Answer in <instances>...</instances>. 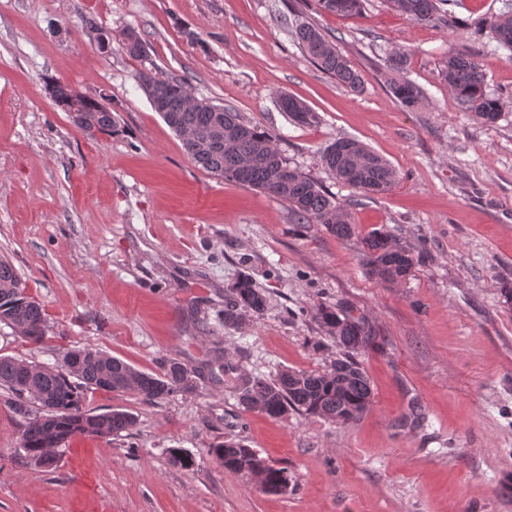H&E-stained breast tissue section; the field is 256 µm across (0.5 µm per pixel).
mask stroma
Returning <instances> with one entry per match:
<instances>
[{
    "instance_id": "35a3bbf8",
    "label": "stroma",
    "mask_w": 512,
    "mask_h": 512,
    "mask_svg": "<svg viewBox=\"0 0 512 512\" xmlns=\"http://www.w3.org/2000/svg\"><path fill=\"white\" fill-rule=\"evenodd\" d=\"M501 0H464L455 26L419 24L386 0L343 18L306 0L304 17L335 38L361 76L353 93L295 43L282 0H0V258L48 313V345L0 324V355L55 364L57 347H97L136 369L177 360L194 388L154 403L88 390L85 407L138 418L132 435L76 438L57 467L23 458L21 426L0 405V512H512V60L477 30ZM146 42L127 55L126 29ZM112 34L100 49L99 30ZM478 52L492 123L460 109L441 79L449 47ZM401 53L402 71L375 51ZM153 72L274 135L290 165L347 203L357 236L297 223L286 203L196 166L138 85ZM54 78L112 102L118 130L91 138L46 89ZM427 94L405 109L389 83ZM318 124H295L281 94ZM355 139L398 172L368 194L321 162ZM378 229L425 248L423 264L385 287L361 263ZM251 276L268 297L242 329L224 325L231 285ZM349 302L379 348L360 357L373 400L342 423L291 412L271 418L238 402L252 376L317 371L337 357L313 318ZM233 373H225V363ZM233 439L288 473L262 490L211 455ZM178 448L196 461L170 463Z\"/></svg>"
}]
</instances>
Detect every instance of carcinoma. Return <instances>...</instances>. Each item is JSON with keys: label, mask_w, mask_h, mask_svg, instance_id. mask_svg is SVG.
Returning <instances> with one entry per match:
<instances>
[{"label": "carcinoma", "mask_w": 512, "mask_h": 512, "mask_svg": "<svg viewBox=\"0 0 512 512\" xmlns=\"http://www.w3.org/2000/svg\"><path fill=\"white\" fill-rule=\"evenodd\" d=\"M396 11L412 20L432 25H452L455 15L446 9L458 0H387ZM324 11L349 17L362 16L363 0H318ZM481 28L497 46L512 52V0H503L500 13L486 17ZM294 38L300 49L324 73L352 92L361 87L359 73L336 48L333 37L309 22L295 26ZM442 79L458 105L486 122H494L500 102L486 92V74L477 57L466 49L448 52ZM140 87L151 96L163 97V120L178 134L189 131L194 140H183L186 154L201 168L227 181L238 182L288 203L299 223L322 224L336 237L349 239L357 227L335 196L281 155L275 137L242 122L228 108L216 111L208 106L190 107L183 92L186 81L167 79L151 72L139 76ZM52 100L65 112L74 109V126H94L96 133L109 134L116 127L110 100L83 96L78 100L68 85L54 81L48 86ZM400 104L413 109L424 98L423 89L403 78L390 83ZM321 161L336 180L366 193H386L398 180L397 171L383 158L358 141L338 138L321 154ZM419 258L414 251L395 242L384 231L363 239L362 264L369 276L384 286L395 287L412 273ZM265 292L244 276L231 288L224 304V325L240 329L263 314ZM317 322L336 338L339 357L327 372L285 370L271 380H247L239 392L241 405L270 417L280 418L299 411L332 421L360 418L372 403L370 380L358 356L376 344L373 326L363 315L342 303L321 306L314 313ZM0 323L13 328L31 345L46 339L45 309L27 293L17 268L0 259ZM193 387L191 370L169 361L161 374L138 370L123 360L94 347L70 349L59 366H40L12 356H0V396L3 404L22 424L21 448L28 462L40 469L55 466L57 451L75 435L113 437L131 435L134 414L112 409L92 414L85 408V391L134 392L153 403L175 392ZM216 461L231 472L248 471L259 476L262 488L278 493L287 487L286 472L268 464L246 445L224 442L212 449Z\"/></svg>", "instance_id": "obj_1"}]
</instances>
